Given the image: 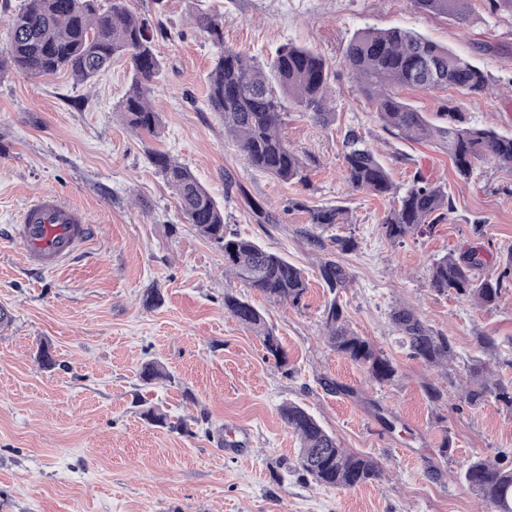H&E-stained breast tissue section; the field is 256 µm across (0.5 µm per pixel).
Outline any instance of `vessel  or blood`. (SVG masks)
<instances>
[{"label":"vessel or blood","mask_w":512,"mask_h":512,"mask_svg":"<svg viewBox=\"0 0 512 512\" xmlns=\"http://www.w3.org/2000/svg\"><path fill=\"white\" fill-rule=\"evenodd\" d=\"M10 232L30 267L50 270L75 257L97 228L56 194L43 193L30 201Z\"/></svg>","instance_id":"b4317fda"}]
</instances>
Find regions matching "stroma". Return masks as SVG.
Wrapping results in <instances>:
<instances>
[{
  "mask_svg": "<svg viewBox=\"0 0 512 512\" xmlns=\"http://www.w3.org/2000/svg\"><path fill=\"white\" fill-rule=\"evenodd\" d=\"M161 24L163 72L151 96L161 125L139 135L117 106L130 83L125 59L88 83L69 72L30 77L0 73V512H482L462 479L466 462H512V408L459 399L467 367L480 360L512 380V280L499 301L477 307L430 288L433 259L470 249L497 272L512 256V171L480 163L460 179L433 142L382 128L371 100L343 65L361 29L398 27L467 56L496 89H399L406 102L443 124L512 134V16L484 15L459 28L420 12L412 0H129ZM219 14L224 45L258 63L287 43L318 52L330 67L336 120L321 128L289 108L282 132L308 158L305 183H284L250 169L219 116L209 109L207 76L215 48L194 18ZM356 128L378 148L398 184L415 170L445 185L455 211L423 235L391 243L381 224L392 199L348 189L342 138ZM167 151L224 208L227 232L253 240L301 268L302 305L268 302L224 273V254L182 223L175 196L150 164ZM50 191L95 224L98 234L58 268H28L17 242L2 236L34 194ZM267 220H258L254 206ZM338 205L348 223L308 237V207ZM483 225L474 233V222ZM355 242L342 250V239ZM327 261L349 278L338 290L348 326L369 337L398 369L393 383H369L363 369L323 340L329 294L319 276ZM159 289L158 307L142 305ZM258 306L280 336L287 368L268 359L258 336L224 311L225 295ZM414 305L456 354L443 368L410 357L390 315ZM496 338L486 351L478 337ZM56 365L37 361L42 346ZM156 360L173 382L142 386L141 366ZM347 386L327 390L324 379ZM444 391L428 397V386ZM287 402L304 406L347 451L374 459L380 479L331 489L299 479L297 436L279 419ZM193 423L184 435L148 421L144 406ZM243 451L227 452L230 442Z\"/></svg>",
  "mask_w": 512,
  "mask_h": 512,
  "instance_id": "1",
  "label": "stroma"
}]
</instances>
